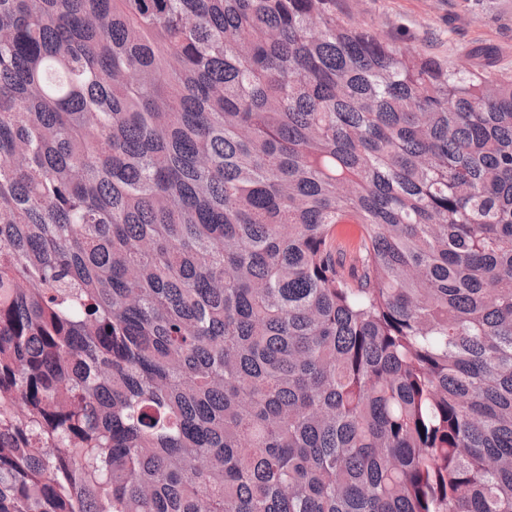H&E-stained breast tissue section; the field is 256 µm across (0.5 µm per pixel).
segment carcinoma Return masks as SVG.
I'll use <instances>...</instances> for the list:
<instances>
[{
    "label": "carcinoma",
    "mask_w": 512,
    "mask_h": 512,
    "mask_svg": "<svg viewBox=\"0 0 512 512\" xmlns=\"http://www.w3.org/2000/svg\"><path fill=\"white\" fill-rule=\"evenodd\" d=\"M0 512H512V73L0 0Z\"/></svg>",
    "instance_id": "1"
}]
</instances>
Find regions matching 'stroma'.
Here are the masks:
<instances>
[{"label":"stroma","mask_w":512,"mask_h":512,"mask_svg":"<svg viewBox=\"0 0 512 512\" xmlns=\"http://www.w3.org/2000/svg\"><path fill=\"white\" fill-rule=\"evenodd\" d=\"M338 7L443 66L480 67L491 52L512 72V0H337Z\"/></svg>","instance_id":"35a3bbf8"}]
</instances>
